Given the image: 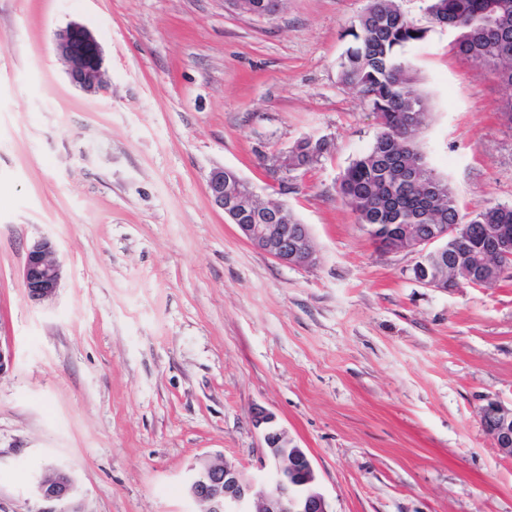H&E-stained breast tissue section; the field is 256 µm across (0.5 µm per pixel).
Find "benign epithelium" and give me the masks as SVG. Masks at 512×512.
I'll use <instances>...</instances> for the list:
<instances>
[{
  "label": "benign epithelium",
  "mask_w": 512,
  "mask_h": 512,
  "mask_svg": "<svg viewBox=\"0 0 512 512\" xmlns=\"http://www.w3.org/2000/svg\"><path fill=\"white\" fill-rule=\"evenodd\" d=\"M274 0H253L249 15L272 19ZM55 49L66 65L70 82L88 94L107 89L105 58L93 33L79 23H70L55 34ZM207 191L214 204L236 225L254 249L288 266L306 267L317 262L308 225H286L284 212H271L257 205L253 188L235 171L216 167L207 178ZM458 224H435L432 235L423 237L415 224H403L404 241L423 256L439 259L448 249V237L458 236ZM512 260V234L501 225L486 228L478 262L464 270L462 280L447 282L436 277L432 288L474 285L495 266ZM63 269L56 248L48 237L35 240L26 250L23 281L34 303L53 299ZM480 422L496 447L512 458V407L490 401L480 409ZM255 424L264 426L266 453L272 462V482L247 481L234 466L224 462L203 464L187 480L186 489L203 512H328L324 497L316 488L317 475L308 454L274 425V418L259 413ZM43 503L39 512H60V505L76 497L75 482L68 471L53 468L37 483Z\"/></svg>",
  "instance_id": "obj_1"
}]
</instances>
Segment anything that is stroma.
Here are the masks:
<instances>
[{"label":"stroma","instance_id":"1","mask_svg":"<svg viewBox=\"0 0 512 512\" xmlns=\"http://www.w3.org/2000/svg\"><path fill=\"white\" fill-rule=\"evenodd\" d=\"M427 119L416 144L462 213L512 205V86L459 56L423 0H398ZM367 0H0V512H39L61 466L78 512H200L185 483L223 456L270 480L274 415L328 512H512V459L482 428L512 404V277L417 282L337 193L378 128L338 77ZM87 27L108 90L74 87L56 32ZM327 138L285 181L266 167ZM307 224L318 261L255 250L209 198L216 167ZM58 245L61 286L31 302L26 250Z\"/></svg>","mask_w":512,"mask_h":512}]
</instances>
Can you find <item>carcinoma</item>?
I'll use <instances>...</instances> for the list:
<instances>
[{"label":"carcinoma","mask_w":512,"mask_h":512,"mask_svg":"<svg viewBox=\"0 0 512 512\" xmlns=\"http://www.w3.org/2000/svg\"><path fill=\"white\" fill-rule=\"evenodd\" d=\"M431 23L458 32L456 52L491 69L512 86V0H425ZM427 29L415 25L396 0H369L358 16L355 44L339 63L341 82L356 90L375 115L379 131L371 148L354 159L341 177L338 194L360 224H459L473 230L465 248L448 243L447 273L472 263L485 224L512 227V206L492 205L468 216L461 213L447 181L429 170L418 182L404 178V169L421 158L417 128L426 117V103L413 86L412 68L404 50L422 40ZM420 116L406 131L410 114ZM324 155L310 137L301 139L292 161L297 167L316 163ZM432 181L438 195L427 191Z\"/></svg>","instance_id":"cac0c4a2"}]
</instances>
